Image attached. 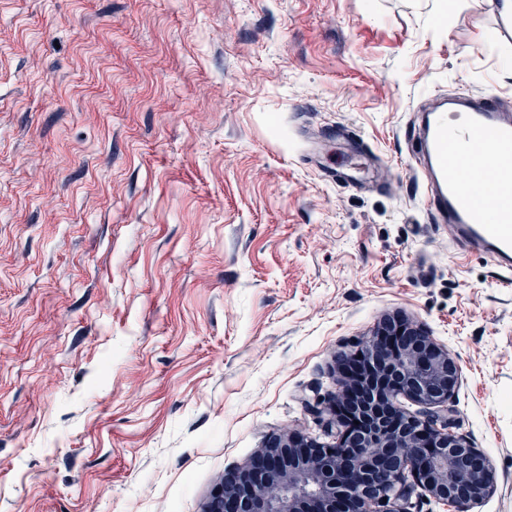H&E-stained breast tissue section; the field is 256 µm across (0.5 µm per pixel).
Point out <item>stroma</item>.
Here are the masks:
<instances>
[{"mask_svg":"<svg viewBox=\"0 0 512 512\" xmlns=\"http://www.w3.org/2000/svg\"><path fill=\"white\" fill-rule=\"evenodd\" d=\"M499 0H0V512H204L276 433L336 443L388 314L458 362L512 512V287L410 158L512 110Z\"/></svg>","mask_w":512,"mask_h":512,"instance_id":"obj_1","label":"stroma"}]
</instances>
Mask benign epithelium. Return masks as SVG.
Listing matches in <instances>:
<instances>
[{"mask_svg":"<svg viewBox=\"0 0 512 512\" xmlns=\"http://www.w3.org/2000/svg\"><path fill=\"white\" fill-rule=\"evenodd\" d=\"M330 415L345 423L337 445L272 434L249 464L224 474L205 512H401L410 476L455 512H470L496 486L487 455L450 430L446 414L408 415L403 394L442 406L460 368L400 314L389 315L360 349L337 359Z\"/></svg>","mask_w":512,"mask_h":512,"instance_id":"benign-epithelium-1","label":"benign epithelium"}]
</instances>
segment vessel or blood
I'll return each mask as SVG.
<instances>
[{
	"mask_svg": "<svg viewBox=\"0 0 512 512\" xmlns=\"http://www.w3.org/2000/svg\"><path fill=\"white\" fill-rule=\"evenodd\" d=\"M415 153L425 203L458 243L512 268V114L495 98L458 96L421 116Z\"/></svg>",
	"mask_w": 512,
	"mask_h": 512,
	"instance_id": "1",
	"label": "vessel or blood"
}]
</instances>
